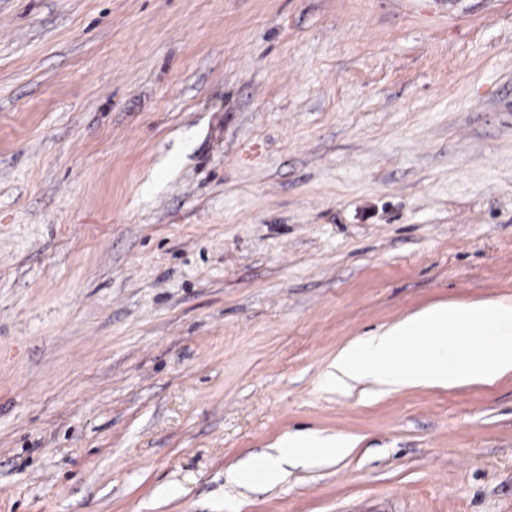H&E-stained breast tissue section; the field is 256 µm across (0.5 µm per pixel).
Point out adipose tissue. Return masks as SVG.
I'll return each mask as SVG.
<instances>
[{"instance_id": "obj_1", "label": "adipose tissue", "mask_w": 512, "mask_h": 512, "mask_svg": "<svg viewBox=\"0 0 512 512\" xmlns=\"http://www.w3.org/2000/svg\"><path fill=\"white\" fill-rule=\"evenodd\" d=\"M512 372V300L442 301L419 309L368 336L342 346L324 375L328 385L349 388L369 381L380 392L491 384ZM346 436L288 434L271 453L233 472L238 485L279 480L283 466L312 454L341 457Z\"/></svg>"}]
</instances>
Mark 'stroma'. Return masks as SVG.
Listing matches in <instances>:
<instances>
[{"instance_id": "stroma-1", "label": "stroma", "mask_w": 512, "mask_h": 512, "mask_svg": "<svg viewBox=\"0 0 512 512\" xmlns=\"http://www.w3.org/2000/svg\"><path fill=\"white\" fill-rule=\"evenodd\" d=\"M497 298L512 0H0V512H512V373L323 384ZM353 447L347 436L318 437L307 434H286L273 446L272 453L254 459L249 465L230 475L237 485L273 483L283 474V465L294 459L309 458L313 453L341 457Z\"/></svg>"}]
</instances>
